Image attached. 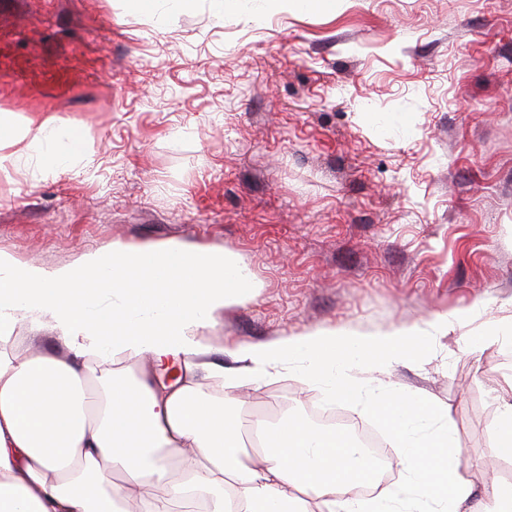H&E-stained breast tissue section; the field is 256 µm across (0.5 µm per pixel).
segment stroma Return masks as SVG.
I'll return each instance as SVG.
<instances>
[{
	"instance_id": "obj_1",
	"label": "stroma",
	"mask_w": 512,
	"mask_h": 512,
	"mask_svg": "<svg viewBox=\"0 0 512 512\" xmlns=\"http://www.w3.org/2000/svg\"><path fill=\"white\" fill-rule=\"evenodd\" d=\"M51 115L91 148L15 145L0 252L48 269L115 242L235 255L259 288L210 331L227 374L238 342L445 315L421 359L357 377L447 409L470 512L512 482L491 451L512 404V0H0V119ZM13 336L69 353L46 317ZM200 382L245 419L326 405L378 428L292 366Z\"/></svg>"
}]
</instances>
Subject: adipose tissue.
<instances>
[{
    "instance_id": "ef3b65f1",
    "label": "adipose tissue",
    "mask_w": 512,
    "mask_h": 512,
    "mask_svg": "<svg viewBox=\"0 0 512 512\" xmlns=\"http://www.w3.org/2000/svg\"><path fill=\"white\" fill-rule=\"evenodd\" d=\"M56 117L0 124L3 150L39 148L57 131ZM251 273L230 254L113 244L76 266L47 270L0 253V512H466L471 483L462 474L447 410L411 393L368 398L390 434L399 482L374 489L375 466L352 434L284 416L261 426L262 446L249 459L236 399L204 391L201 372L212 343L199 336L224 306L249 300ZM50 314L68 359L20 356L7 345L18 312ZM427 327L382 333L318 329L241 343L238 384L298 364L302 376L334 396H360L358 368L381 369L424 353ZM175 364L162 385L145 372L119 370L120 358ZM440 427L427 440L414 431L426 419ZM181 480L169 483L170 470ZM168 484L166 495L144 493Z\"/></svg>"
}]
</instances>
